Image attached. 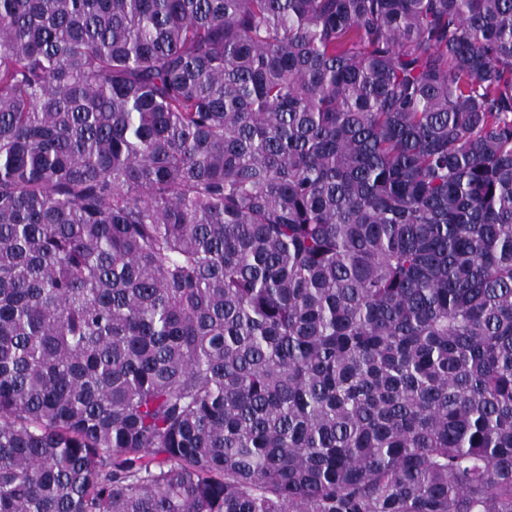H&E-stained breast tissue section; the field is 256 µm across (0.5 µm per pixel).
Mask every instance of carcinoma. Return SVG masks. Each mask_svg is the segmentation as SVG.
Wrapping results in <instances>:
<instances>
[{
  "instance_id": "carcinoma-1",
  "label": "carcinoma",
  "mask_w": 512,
  "mask_h": 512,
  "mask_svg": "<svg viewBox=\"0 0 512 512\" xmlns=\"http://www.w3.org/2000/svg\"><path fill=\"white\" fill-rule=\"evenodd\" d=\"M0 512H512V0H0Z\"/></svg>"
}]
</instances>
